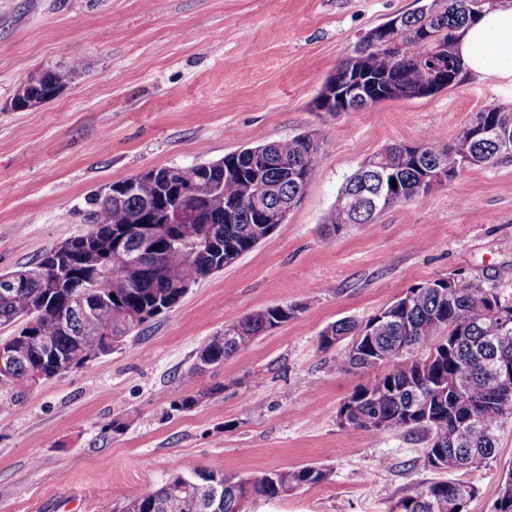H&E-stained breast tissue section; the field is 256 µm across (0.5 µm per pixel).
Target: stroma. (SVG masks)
Listing matches in <instances>:
<instances>
[{
  "instance_id": "obj_1",
  "label": "stroma",
  "mask_w": 512,
  "mask_h": 512,
  "mask_svg": "<svg viewBox=\"0 0 512 512\" xmlns=\"http://www.w3.org/2000/svg\"><path fill=\"white\" fill-rule=\"evenodd\" d=\"M419 0H0V272L84 233L101 185L312 136L322 163L272 236L193 284L144 336L27 389L0 410V512H122L175 473L246 476L318 463L330 475L247 512H392L443 472L425 468L422 431L379 435L336 413L375 371L336 369L319 335L364 321L406 288L459 274L512 300V163L468 168L338 232L328 216L345 178L384 147L445 140L486 106L512 108V76L465 75L432 96L358 112L315 108L324 80L368 30ZM80 75L33 110L11 99L29 77ZM288 322L210 367L200 345L271 305ZM196 403L184 407L186 398ZM494 456L457 473L467 512H496L512 470V416Z\"/></svg>"
}]
</instances>
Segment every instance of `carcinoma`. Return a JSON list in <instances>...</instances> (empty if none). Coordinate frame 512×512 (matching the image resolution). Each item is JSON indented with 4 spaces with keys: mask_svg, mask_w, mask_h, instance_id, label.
I'll use <instances>...</instances> for the list:
<instances>
[{
    "mask_svg": "<svg viewBox=\"0 0 512 512\" xmlns=\"http://www.w3.org/2000/svg\"><path fill=\"white\" fill-rule=\"evenodd\" d=\"M496 0H428L410 14L400 16L398 42L371 45L357 42L352 53L360 55V77L364 92L376 104L386 100L422 98L432 95L430 63L420 60L409 45L423 35L435 42L441 71L455 84L463 77V65L456 43L465 23L492 6ZM81 56H72L66 69L49 68L38 75L35 84L25 83L15 93L14 102L23 108L54 98L66 81L80 69ZM488 123L512 127V109L491 105L477 113L453 141L445 142L436 133L425 135L413 144L386 147L365 161L346 178L329 217V225L338 230L347 224H369L386 209L406 202L429 189L424 177L437 170V163L448 157L446 180L468 167H488L512 162L505 152L478 136ZM322 160V148L308 145L300 136L288 140L263 142L209 163L210 189L188 198L178 220V231L199 232L216 224L221 232L219 245L224 256L238 259L251 252L272 235L260 215L248 207L235 209L231 201L241 195L240 177L252 174L280 185L279 201L298 204L308 184L287 179L296 171L312 180ZM384 173L389 195L378 208L360 207L352 213L341 201L353 194L374 195L379 187L378 173ZM397 187H392V184ZM159 181L143 178L138 190L112 200L94 196V209L87 216L90 228L73 237L74 249L95 246L99 253H112L113 234L137 223L145 208L159 198ZM217 254L193 243L178 248L161 240L160 256L153 273L139 279L122 268L110 271L107 287L96 294L98 306L92 318H60L71 298L83 291L86 273L74 260L63 276L64 284L48 294L39 283L31 282L11 293H0V325L20 324L22 328L0 348L14 352L16 365L7 380L15 393L34 386V380L46 382L90 360L108 354L106 339L118 342L142 332V324L132 325L128 316L154 311L164 306L171 294L186 295V289L172 287V279L197 282L214 272ZM433 287L413 285L404 297L395 300L393 320L374 336L368 350L355 345L366 322L341 319L329 325L332 336L342 341L336 350V367L345 370L383 368L374 383L383 391L378 405L361 397L369 393L364 386L351 393L355 407L349 411L348 427L370 435L392 430L425 431L429 436L424 462L435 470L467 472L491 458L496 450V430L501 421L512 416V383L499 385L492 366L496 360L512 362V303L500 299L493 289L480 281L462 277L431 280ZM509 313V323L482 314L486 302ZM296 316L292 305L269 306L241 321L224 327V334L213 336L198 350L197 359L213 366L244 348V342L271 330ZM40 323L41 335L33 336L23 325ZM51 339L54 355L46 353L42 338ZM327 470L316 466L277 469L249 476L226 475L197 470L177 473L164 484L129 501L125 512H193L189 503L194 487L217 482L224 488L221 512H245L254 497L277 499L289 491L328 479ZM471 497L472 486L458 481L440 480L422 486L414 494L400 499L395 508L401 512H458V493ZM499 512H512V471L502 479Z\"/></svg>",
    "mask_w": 512,
    "mask_h": 512,
    "instance_id": "cac0c4a2",
    "label": "carcinoma"
}]
</instances>
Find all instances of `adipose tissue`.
<instances>
[{
    "mask_svg": "<svg viewBox=\"0 0 512 512\" xmlns=\"http://www.w3.org/2000/svg\"><path fill=\"white\" fill-rule=\"evenodd\" d=\"M457 50L468 73L512 74V0H498L470 20Z\"/></svg>",
    "mask_w": 512,
    "mask_h": 512,
    "instance_id": "ef3b65f1",
    "label": "adipose tissue"
}]
</instances>
